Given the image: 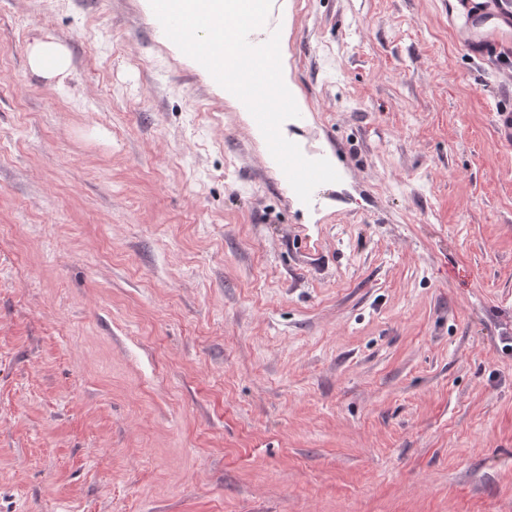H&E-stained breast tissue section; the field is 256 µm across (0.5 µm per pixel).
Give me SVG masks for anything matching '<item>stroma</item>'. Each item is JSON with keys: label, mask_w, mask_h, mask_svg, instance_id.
<instances>
[{"label": "stroma", "mask_w": 512, "mask_h": 512, "mask_svg": "<svg viewBox=\"0 0 512 512\" xmlns=\"http://www.w3.org/2000/svg\"><path fill=\"white\" fill-rule=\"evenodd\" d=\"M272 14L308 205L149 0H0V512H512V73L448 0ZM27 62L31 72L46 80H53L68 73L71 56L64 43L45 36L33 40L28 51Z\"/></svg>", "instance_id": "stroma-1"}]
</instances>
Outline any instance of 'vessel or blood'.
I'll return each instance as SVG.
<instances>
[{
  "label": "vessel or blood",
  "mask_w": 512,
  "mask_h": 512,
  "mask_svg": "<svg viewBox=\"0 0 512 512\" xmlns=\"http://www.w3.org/2000/svg\"><path fill=\"white\" fill-rule=\"evenodd\" d=\"M448 22L476 59L499 63L512 51V0H448Z\"/></svg>",
  "instance_id": "obj_1"
}]
</instances>
